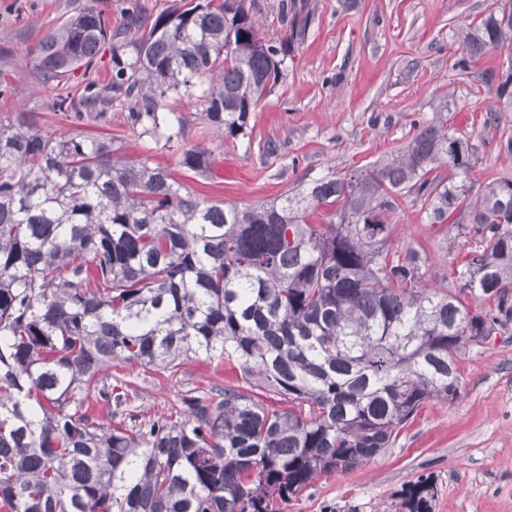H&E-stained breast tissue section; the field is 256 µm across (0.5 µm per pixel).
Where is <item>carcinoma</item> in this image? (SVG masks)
Returning a JSON list of instances; mask_svg holds the SVG:
<instances>
[{"mask_svg": "<svg viewBox=\"0 0 512 512\" xmlns=\"http://www.w3.org/2000/svg\"><path fill=\"white\" fill-rule=\"evenodd\" d=\"M254 0H183L134 40L126 69L83 107L112 95L172 148L161 128L170 93L195 88L226 137L279 76L283 45L266 38ZM112 44L105 10L78 9L37 47L52 87L90 69ZM512 46V0L459 37L455 66ZM439 119L390 157L244 205L197 198L148 158L112 140L53 136L0 122V506L10 512H278L315 478L391 447L429 399L454 400L459 358L512 320V181L462 179L476 147ZM200 174L212 151L177 147ZM481 249L453 267L456 288L422 281L427 258L389 244L397 199ZM329 206L325 224L309 217ZM489 300L496 311L474 310ZM204 353L241 383L186 395L180 417L127 423L129 389L112 367L174 374ZM114 404L106 426L91 396ZM419 478L405 512H431Z\"/></svg>", "mask_w": 512, "mask_h": 512, "instance_id": "1", "label": "carcinoma"}]
</instances>
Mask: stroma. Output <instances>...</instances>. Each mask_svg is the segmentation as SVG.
<instances>
[{
	"label": "stroma",
	"instance_id": "obj_1",
	"mask_svg": "<svg viewBox=\"0 0 512 512\" xmlns=\"http://www.w3.org/2000/svg\"><path fill=\"white\" fill-rule=\"evenodd\" d=\"M104 9L113 31L133 13L158 16L179 0H0V121L26 116L54 134L111 138L116 156L150 157L196 195L212 202L271 200L297 184L360 168L407 145L418 127L448 104L452 127L476 146L468 182L480 187L512 179V112H499L494 85L512 73V52L489 48L468 68L452 65L458 36L496 7V0H255L267 37L289 40L273 91L251 112L246 136L222 138L201 119L194 97L170 94L165 110L184 122V140L212 151L204 175L177 165L174 151L151 148L129 117V103L107 112H56L57 94L74 100L111 82L119 63L104 47L90 70L58 88L41 84L34 67L39 43L75 9ZM497 124H487L489 112ZM393 247L426 253L428 282L449 276L476 243L429 223L420 204L397 201ZM461 393L432 399L401 429L394 445L349 472L320 476L281 512H401V493L431 477L432 512H512V322L460 360ZM130 381L129 408L139 419L180 414L186 392L235 384L239 372L208 355L185 361L175 374L138 365L115 368Z\"/></svg>",
	"mask_w": 512,
	"mask_h": 512
}]
</instances>
